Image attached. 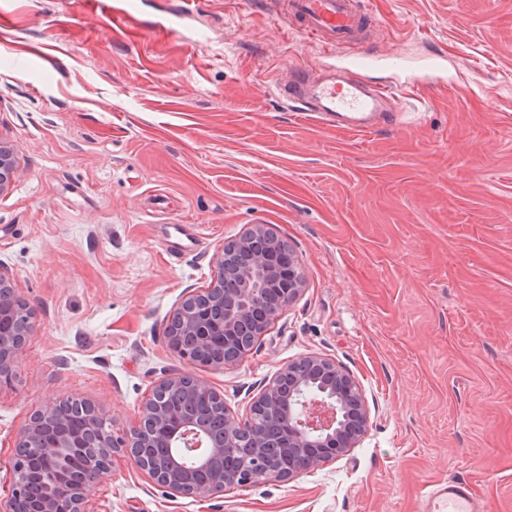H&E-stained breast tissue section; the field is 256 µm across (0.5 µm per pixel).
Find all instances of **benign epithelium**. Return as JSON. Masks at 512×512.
Here are the masks:
<instances>
[{"instance_id":"benign-epithelium-1","label":"benign epithelium","mask_w":512,"mask_h":512,"mask_svg":"<svg viewBox=\"0 0 512 512\" xmlns=\"http://www.w3.org/2000/svg\"><path fill=\"white\" fill-rule=\"evenodd\" d=\"M14 169L13 152L0 140V194L8 190ZM214 268L208 287L170 312L165 338L187 362L224 368L241 361L254 340L266 335L282 309L303 292L306 278L294 252L266 224H250L224 241ZM32 332V311L0 272V384L14 376ZM173 390L219 404L222 434L162 403ZM76 401L83 407L78 428L68 426V400L32 414L15 444L12 490L0 502V512H87L93 487L120 454L132 457L172 496L207 498L224 492L227 484L287 481L357 447L371 425L358 381L319 354L284 364L251 398L243 422L230 414L223 394L191 374L156 381L138 424L120 435L93 400L80 396ZM244 437L250 440L251 461L234 472L213 465ZM144 448L169 449L168 462L146 460ZM269 448L284 449L288 466L268 460Z\"/></svg>"}]
</instances>
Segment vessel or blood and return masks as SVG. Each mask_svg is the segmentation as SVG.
<instances>
[{"instance_id": "obj_1", "label": "vessel or blood", "mask_w": 512, "mask_h": 512, "mask_svg": "<svg viewBox=\"0 0 512 512\" xmlns=\"http://www.w3.org/2000/svg\"><path fill=\"white\" fill-rule=\"evenodd\" d=\"M89 2L106 17L129 16L137 9L135 0ZM286 11L293 21V34L314 43L321 53L332 54L351 45L360 46L361 51L346 65L319 72L303 64L289 65L275 85L283 105L355 134H367L379 124L397 120L401 89L370 83L363 76L374 59L362 45L378 26L368 0H287ZM421 512H486V506L469 481L451 477L426 485Z\"/></svg>"}]
</instances>
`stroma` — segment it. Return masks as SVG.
<instances>
[{
	"label": "stroma",
	"instance_id": "35a3bbf8",
	"mask_svg": "<svg viewBox=\"0 0 512 512\" xmlns=\"http://www.w3.org/2000/svg\"><path fill=\"white\" fill-rule=\"evenodd\" d=\"M137 4L114 24L87 0H0V140L17 162L0 272L34 314L0 385V499L48 403L90 396L122 433L158 378L189 373L242 420L282 364L317 353L364 391L359 447L208 498L117 456L90 512H420L449 477L512 512V0H370L375 52L404 66L368 80L409 82L438 51L448 84L366 135L281 108L280 73L324 63L285 21L242 0ZM256 222L305 289L238 364L188 363L167 316Z\"/></svg>",
	"mask_w": 512,
	"mask_h": 512
}]
</instances>
